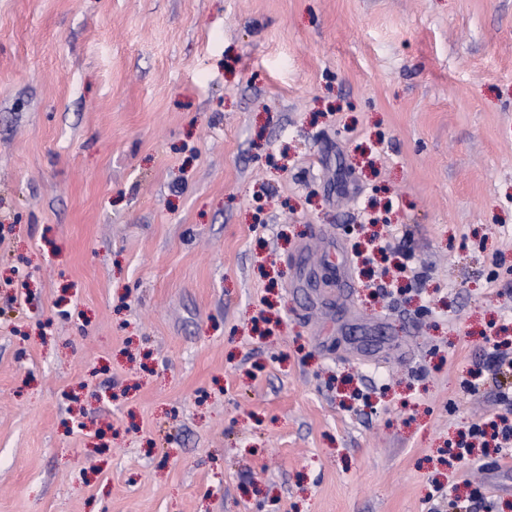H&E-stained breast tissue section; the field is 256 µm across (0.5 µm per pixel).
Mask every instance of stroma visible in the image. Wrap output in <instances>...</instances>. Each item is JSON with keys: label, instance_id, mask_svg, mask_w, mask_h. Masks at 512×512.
<instances>
[{"label": "stroma", "instance_id": "stroma-1", "mask_svg": "<svg viewBox=\"0 0 512 512\" xmlns=\"http://www.w3.org/2000/svg\"><path fill=\"white\" fill-rule=\"evenodd\" d=\"M503 330L512 0H0V512H512Z\"/></svg>", "mask_w": 512, "mask_h": 512}]
</instances>
